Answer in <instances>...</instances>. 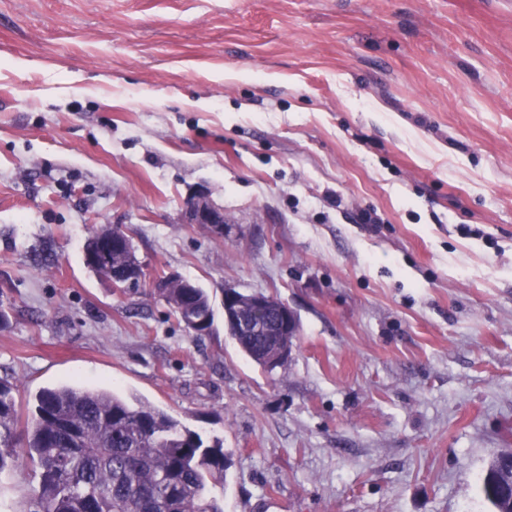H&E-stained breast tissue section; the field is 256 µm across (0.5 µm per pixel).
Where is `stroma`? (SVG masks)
<instances>
[{
	"label": "stroma",
	"mask_w": 512,
	"mask_h": 512,
	"mask_svg": "<svg viewBox=\"0 0 512 512\" xmlns=\"http://www.w3.org/2000/svg\"><path fill=\"white\" fill-rule=\"evenodd\" d=\"M199 185L223 237L182 220ZM104 225L208 292L210 335L85 265ZM228 287L295 312L283 367L225 331ZM0 311L19 405L105 388L221 438L224 512H493L512 0H0Z\"/></svg>",
	"instance_id": "35a3bbf8"
}]
</instances>
